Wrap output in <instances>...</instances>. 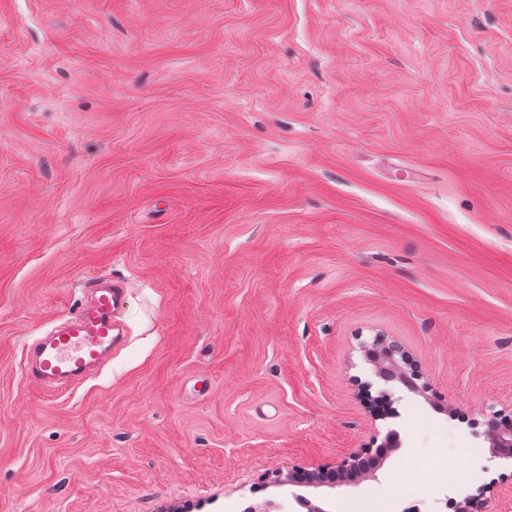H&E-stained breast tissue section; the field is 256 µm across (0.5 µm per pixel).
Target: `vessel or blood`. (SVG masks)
<instances>
[{
    "mask_svg": "<svg viewBox=\"0 0 512 512\" xmlns=\"http://www.w3.org/2000/svg\"><path fill=\"white\" fill-rule=\"evenodd\" d=\"M83 288L84 305L26 349L25 376L45 390H75L125 345L126 332L119 320L125 284L109 276H93L84 280Z\"/></svg>",
    "mask_w": 512,
    "mask_h": 512,
    "instance_id": "1",
    "label": "vessel or blood"
}]
</instances>
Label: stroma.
Segmentation results:
<instances>
[{"mask_svg":"<svg viewBox=\"0 0 512 512\" xmlns=\"http://www.w3.org/2000/svg\"><path fill=\"white\" fill-rule=\"evenodd\" d=\"M109 274L77 390L24 347ZM427 396L378 419L374 338ZM449 413L432 409L431 400ZM512 0H0V512H232L398 429L325 512L512 488ZM82 287L87 295L84 305L26 349V379L45 390H75L125 346L119 315L126 285L106 275L87 278ZM484 442L488 444L486 451L488 459L510 460L512 463V426H497L494 421H489L484 434Z\"/></svg>","mask_w":512,"mask_h":512,"instance_id":"obj_1","label":"stroma"}]
</instances>
